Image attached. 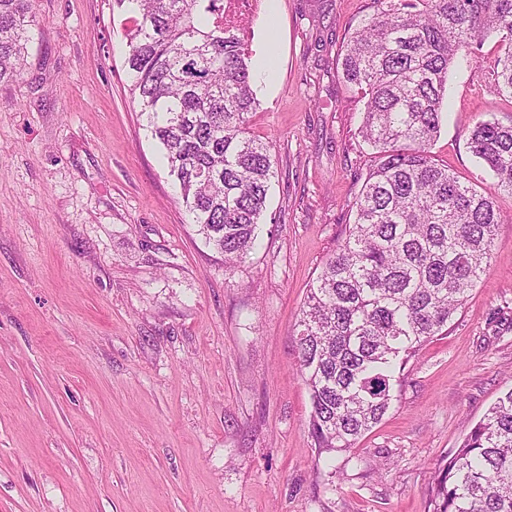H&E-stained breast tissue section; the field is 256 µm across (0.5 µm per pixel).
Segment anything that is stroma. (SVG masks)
I'll return each mask as SVG.
<instances>
[{
    "label": "stroma",
    "mask_w": 512,
    "mask_h": 512,
    "mask_svg": "<svg viewBox=\"0 0 512 512\" xmlns=\"http://www.w3.org/2000/svg\"><path fill=\"white\" fill-rule=\"evenodd\" d=\"M253 136L276 175L235 269L205 244L130 94L113 0H33L25 70L0 83V512H428L427 488L512 385V193L469 148L512 123L495 38L454 66L435 161L492 193L491 258L382 423L315 464L295 337L374 151L337 74L372 0H263Z\"/></svg>",
    "instance_id": "1"
}]
</instances>
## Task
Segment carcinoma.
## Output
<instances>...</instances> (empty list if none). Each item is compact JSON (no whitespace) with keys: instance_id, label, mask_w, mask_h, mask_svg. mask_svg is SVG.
Here are the masks:
<instances>
[{"instance_id":"carcinoma-1","label":"carcinoma","mask_w":512,"mask_h":512,"mask_svg":"<svg viewBox=\"0 0 512 512\" xmlns=\"http://www.w3.org/2000/svg\"><path fill=\"white\" fill-rule=\"evenodd\" d=\"M135 1L127 75L140 116L205 243L225 264L257 242L275 176L273 145L250 135L248 52L224 29V0ZM341 54L364 91L359 131L376 150L335 253L310 285L296 336L317 455L346 453L390 410L401 369L448 331L481 279L500 214L493 198L435 162L448 71L498 37L497 91L512 99V0H373ZM36 15L0 0V82L21 75ZM472 152L512 192V124L483 121ZM429 512H512V388L438 465Z\"/></svg>"}]
</instances>
